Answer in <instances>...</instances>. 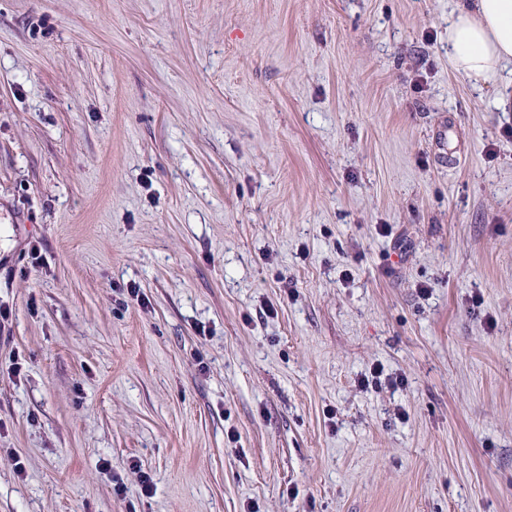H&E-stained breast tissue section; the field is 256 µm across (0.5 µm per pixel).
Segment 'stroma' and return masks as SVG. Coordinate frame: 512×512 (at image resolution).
Instances as JSON below:
<instances>
[{"mask_svg":"<svg viewBox=\"0 0 512 512\" xmlns=\"http://www.w3.org/2000/svg\"><path fill=\"white\" fill-rule=\"evenodd\" d=\"M455 4L0 0V512H512Z\"/></svg>","mask_w":512,"mask_h":512,"instance_id":"obj_1","label":"stroma"}]
</instances>
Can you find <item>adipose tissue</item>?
<instances>
[{
  "instance_id": "1",
  "label": "adipose tissue",
  "mask_w": 512,
  "mask_h": 512,
  "mask_svg": "<svg viewBox=\"0 0 512 512\" xmlns=\"http://www.w3.org/2000/svg\"><path fill=\"white\" fill-rule=\"evenodd\" d=\"M449 60L483 84L512 61V0H457L448 22Z\"/></svg>"
}]
</instances>
